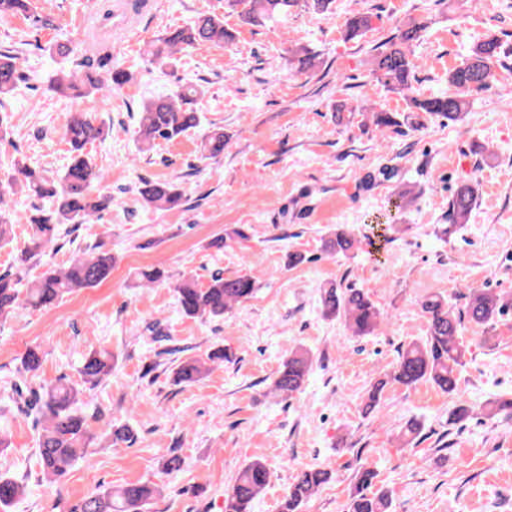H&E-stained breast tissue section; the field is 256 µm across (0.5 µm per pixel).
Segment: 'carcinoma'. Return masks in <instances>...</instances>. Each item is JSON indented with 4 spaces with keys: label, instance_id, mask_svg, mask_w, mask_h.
<instances>
[{
    "label": "carcinoma",
    "instance_id": "carcinoma-1",
    "mask_svg": "<svg viewBox=\"0 0 512 512\" xmlns=\"http://www.w3.org/2000/svg\"><path fill=\"white\" fill-rule=\"evenodd\" d=\"M328 0H224V6L250 25L286 19L299 12H322ZM33 9V0H0V15H26ZM371 26L366 13H356L345 22V37L349 40L363 36ZM422 27L411 25L397 32L379 46L373 58V73L388 89L405 92L414 78V66L409 47L419 40ZM233 35L224 28V16L213 11L197 13L183 26L169 28L148 45L146 60L156 69L176 64L177 54L187 48L200 46L222 48ZM501 42L488 36L477 43L460 65L448 70V92L428 98L412 97L409 111L387 112L372 109L367 119L378 130L417 127L420 115L460 120L469 112L467 96L474 90L487 87L495 78L493 69L501 55ZM52 58L60 57L70 66L60 67L48 82L51 91L64 97L84 98L90 95L121 89L133 80L131 71L112 63L109 56L73 57L69 44L56 42L45 48ZM290 65L298 73L318 67L319 54L302 47L293 51ZM22 80L18 54L13 50L0 51V100L11 98ZM206 89L200 84L180 85L167 94L148 99L139 112L136 140L141 153L151 151L156 141H173L202 126V114L196 108ZM110 129L87 112H75L64 127V139L69 145L71 161L62 172L51 173L28 164L24 159H12L0 182V246L13 239L16 217L9 206V197L16 191L30 198L47 202L39 215L30 218L33 233L27 246L16 257L18 272L0 274V322L7 320L18 308L46 310L64 297L94 288L112 272V252L95 246L92 251L73 254L68 264L48 268L34 279L23 281L21 272L39 260L46 250L55 246L67 226L87 224L112 204V195L101 189L103 171L93 162L88 147L104 142ZM204 156L217 158L224 154V129L210 125L202 134ZM143 207L155 210L174 209L184 202L185 193L175 182L147 183L139 191ZM478 188L475 182L464 180L457 184L448 201V223L466 224L477 205ZM247 239L243 228L233 227L214 239L211 245L226 248L233 241ZM361 240L350 229L338 227L323 239V250L332 256L348 257L355 253ZM169 284L181 314L201 321L222 320L234 307L249 300L257 291L256 280L248 275L226 277L218 272L205 286L196 279L185 277L168 282V275L159 267L142 271L141 284ZM322 315L339 318L355 337L375 334L387 320L362 288L336 285L323 289L320 295ZM426 319V335L409 342L398 352L389 373L392 382L413 387L430 382L442 392L458 391L460 370L466 364L467 349L461 341L463 321L476 326H492L512 311V298L493 294L484 288H472L464 315L455 314L448 297L428 294L419 301ZM118 355L109 349H92L79 368L80 382L66 377L47 384H38L42 356L35 349L27 350L20 358L18 378L11 386L12 399L18 410L36 430V462L45 478L55 483L64 477L81 457L84 449L96 440L105 438L112 446L132 440L126 425L106 423L101 432L92 429V421L102 419V412H85L87 395L111 374ZM224 359L221 349L206 358L184 362L176 369L179 381L193 383L202 379L211 365ZM312 368L306 350L288 356L274 376L270 391L283 400L301 391ZM484 415L494 418L500 414L512 416V396L496 395L482 407ZM475 406L465 401L454 406L448 415V425L455 426L473 418ZM377 477L375 470L362 469L351 494L349 512H390L391 500L384 493L367 494ZM328 471L308 468L301 471L289 486L279 504V512H301L302 506L326 483ZM270 481V468L261 459L245 464L224 492V512H252V504ZM23 493V486L13 476L0 474V512H8ZM162 489L142 483H128L118 488L99 486L74 505L72 512H145L146 506L160 496Z\"/></svg>",
    "mask_w": 512,
    "mask_h": 512
}]
</instances>
